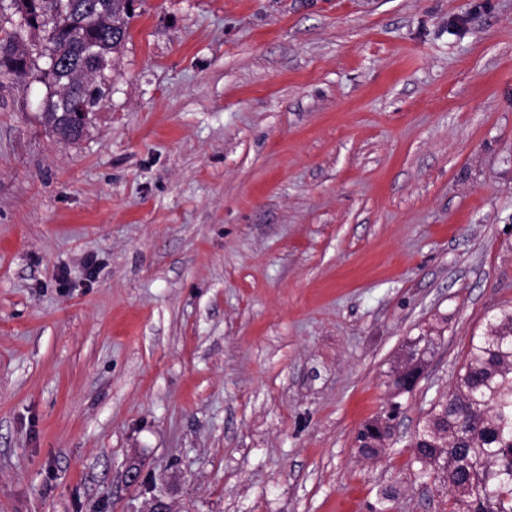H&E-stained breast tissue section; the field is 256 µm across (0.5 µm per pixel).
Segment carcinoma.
I'll return each mask as SVG.
<instances>
[{"label": "carcinoma", "mask_w": 512, "mask_h": 512, "mask_svg": "<svg viewBox=\"0 0 512 512\" xmlns=\"http://www.w3.org/2000/svg\"><path fill=\"white\" fill-rule=\"evenodd\" d=\"M34 24L0 28V77L28 75L29 55L20 50L37 32L40 58L55 56V70L44 75L57 84L71 73L112 58L129 35L134 0H24ZM88 116L111 92L108 77L76 86ZM41 119L56 137L77 141L81 133L61 111L56 95L47 100ZM421 479L447 483L448 512H512V306L487 318L470 337L452 389L431 402L428 418L411 442Z\"/></svg>", "instance_id": "1"}]
</instances>
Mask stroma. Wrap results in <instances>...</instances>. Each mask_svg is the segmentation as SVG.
I'll list each match as a JSON object with an SVG mask.
<instances>
[{
    "mask_svg": "<svg viewBox=\"0 0 512 512\" xmlns=\"http://www.w3.org/2000/svg\"><path fill=\"white\" fill-rule=\"evenodd\" d=\"M46 67L0 79V512H443L409 442L512 301V0H137L72 143ZM66 114L67 112H61V106L56 101V92L54 91L47 100L44 111L41 113V119L59 140L65 142L77 141L82 135ZM423 363L422 360H416L414 362L412 355L410 354L404 366H402L396 373L395 378L400 381L404 387H412L413 391L418 386L423 376Z\"/></svg>",
    "mask_w": 512,
    "mask_h": 512,
    "instance_id": "obj_1",
    "label": "stroma"
}]
</instances>
